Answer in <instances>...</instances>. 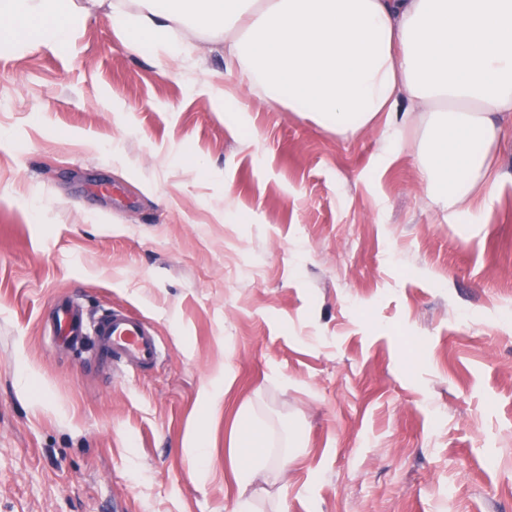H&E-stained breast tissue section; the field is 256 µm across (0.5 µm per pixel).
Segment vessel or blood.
Here are the masks:
<instances>
[{
    "label": "vessel or blood",
    "mask_w": 512,
    "mask_h": 512,
    "mask_svg": "<svg viewBox=\"0 0 512 512\" xmlns=\"http://www.w3.org/2000/svg\"><path fill=\"white\" fill-rule=\"evenodd\" d=\"M52 325L55 333L74 343L81 342L85 336H93L98 350L116 363L149 367L160 357L153 329L139 317L121 309L102 316L89 329L77 307L63 302L52 314Z\"/></svg>",
    "instance_id": "b4317fda"
}]
</instances>
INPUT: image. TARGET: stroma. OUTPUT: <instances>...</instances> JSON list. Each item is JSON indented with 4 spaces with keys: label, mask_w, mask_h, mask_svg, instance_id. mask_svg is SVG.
Listing matches in <instances>:
<instances>
[{
    "label": "stroma",
    "mask_w": 512,
    "mask_h": 512,
    "mask_svg": "<svg viewBox=\"0 0 512 512\" xmlns=\"http://www.w3.org/2000/svg\"><path fill=\"white\" fill-rule=\"evenodd\" d=\"M198 47L161 70L102 13L0 46V512H235L247 404L303 439L255 512H512V129L452 223L378 136L275 102L226 126L235 70ZM61 298L162 358L56 341Z\"/></svg>",
    "instance_id": "stroma-1"
}]
</instances>
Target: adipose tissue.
Masks as SVG:
<instances>
[{
  "mask_svg": "<svg viewBox=\"0 0 512 512\" xmlns=\"http://www.w3.org/2000/svg\"><path fill=\"white\" fill-rule=\"evenodd\" d=\"M0 0V38L29 47H68L95 9H110L127 48L154 47L165 60L190 53L175 28L223 43L238 94L286 103L337 137L379 133L381 151L410 149L429 201L449 217L491 203L496 147L512 127V0ZM272 427L239 411L233 437L237 512H253L246 492L273 484L287 452L270 448Z\"/></svg>",
  "mask_w": 512,
  "mask_h": 512,
  "instance_id": "1",
  "label": "adipose tissue"
}]
</instances>
